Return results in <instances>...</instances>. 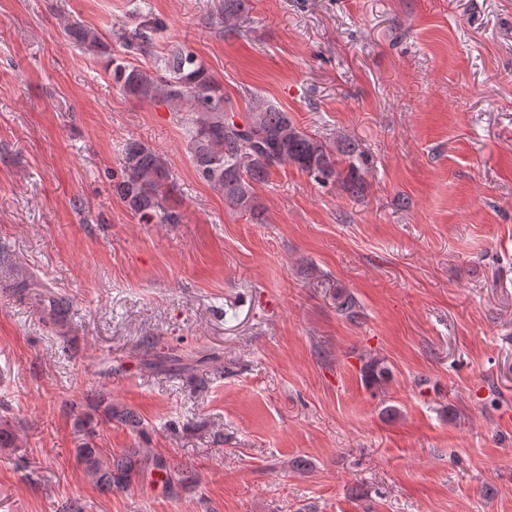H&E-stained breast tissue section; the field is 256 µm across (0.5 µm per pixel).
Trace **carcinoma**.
<instances>
[{
	"label": "carcinoma",
	"mask_w": 512,
	"mask_h": 512,
	"mask_svg": "<svg viewBox=\"0 0 512 512\" xmlns=\"http://www.w3.org/2000/svg\"><path fill=\"white\" fill-rule=\"evenodd\" d=\"M245 7L244 0H220L211 25L218 33L232 25ZM163 26L158 18L125 23L117 28L124 56H112L110 45L100 35L75 22L64 30L76 46L90 56L106 59L112 82L122 93L145 101H161L172 112H189L187 152L198 176L224 196L231 207L251 215L258 212L256 186L268 180L271 170L292 164L321 185L342 182L357 196L364 181L354 158L358 144L344 141L333 150L323 140L298 128L287 111L258 95H251L248 111L241 120L228 113L224 85L191 49L175 50L154 69L132 60L153 54L154 37ZM349 161V172L341 177L340 157ZM170 179L167 158L138 139H129L122 149L120 174L112 177V191L125 208L144 224H178L180 213L172 208L161 191ZM391 377L390 368L380 358L370 359L364 368L366 382L376 388ZM108 423L117 420L134 431H142L139 416L107 404L103 410ZM79 463L96 485L105 491L132 484L148 458L141 448H128L119 457L105 458L99 449L85 442L78 449Z\"/></svg>",
	"instance_id": "cac0c4a2"
}]
</instances>
